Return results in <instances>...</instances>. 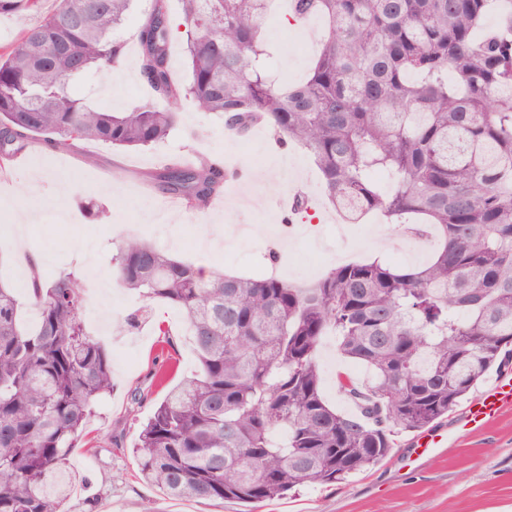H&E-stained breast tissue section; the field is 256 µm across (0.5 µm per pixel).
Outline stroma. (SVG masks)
Wrapping results in <instances>:
<instances>
[{"instance_id": "stroma-1", "label": "stroma", "mask_w": 512, "mask_h": 512, "mask_svg": "<svg viewBox=\"0 0 512 512\" xmlns=\"http://www.w3.org/2000/svg\"><path fill=\"white\" fill-rule=\"evenodd\" d=\"M147 0H138L124 38L126 57L114 72L91 78L93 106L121 112L150 96L137 64L136 30ZM301 26L269 45L273 60L290 80L304 77L311 52L302 44ZM76 81V88H83ZM207 154L239 170L223 205L204 211L168 209L166 198L147 185V173L172 159ZM312 200L311 212L294 225L283 224L282 201L297 192ZM322 197L318 172L304 150L281 147L273 130L261 125L243 137L228 135L222 115L196 112L183 102L178 124L168 138L143 149H118L85 141L67 149L32 144L13 167L0 171V282L13 288L20 316L32 307L25 285L33 252L44 253L47 273L76 268L86 281L111 278V257L124 237L138 234L181 259L212 272L227 269L247 276L262 270L290 281L312 280L331 267L380 258L403 268L425 264L436 246L416 238L403 225L369 214L351 223L332 216ZM277 264H270V254ZM142 300L122 288H108L85 301L89 334L112 353L110 395L88 420L70 466L77 483L64 512H239L229 501L180 500L159 493L139 474L132 447L142 423L163 399L165 388L150 384L155 369L173 363L171 382L191 375L198 360L187 324L177 309L156 301L152 317L136 330H118ZM173 339L166 348L165 339ZM317 360L324 395L343 412H353L337 388L344 372L364 380L366 369L345 360L335 337H323ZM148 390L133 407L134 389ZM457 405L441 423L451 440L443 452L417 455L413 434L397 437L382 462L348 481L307 485L283 499L254 504L253 512H512V411L487 426L469 430Z\"/></svg>"}]
</instances>
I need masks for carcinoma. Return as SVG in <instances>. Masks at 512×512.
Wrapping results in <instances>:
<instances>
[{
	"instance_id": "obj_1",
	"label": "carcinoma",
	"mask_w": 512,
	"mask_h": 512,
	"mask_svg": "<svg viewBox=\"0 0 512 512\" xmlns=\"http://www.w3.org/2000/svg\"><path fill=\"white\" fill-rule=\"evenodd\" d=\"M134 2L61 0L0 49V170L36 137L54 147H150L189 100L222 113L229 134L263 122L298 145L345 220L422 218L436 239L425 265L351 262L307 286L206 277L136 236L112 255L119 287L184 315L199 361L132 448L148 483L168 497L242 505L343 483L390 455L396 435L445 417L488 372L512 364V0H288L294 22L324 23L310 72L295 84L269 62L272 0H180L177 22L154 0L137 31L154 97L124 112L93 109L69 82L123 62L114 31ZM39 4L0 0V17ZM492 12L498 22L487 28ZM178 34L185 83L169 65ZM57 45L73 53L50 51ZM148 177L201 209L234 173L201 157ZM29 285L33 328L0 284V512H63L76 480L72 448L112 392V354L86 331L78 270L47 279L33 266ZM329 335L369 372L363 381L337 375L355 416L322 392L317 352Z\"/></svg>"
}]
</instances>
